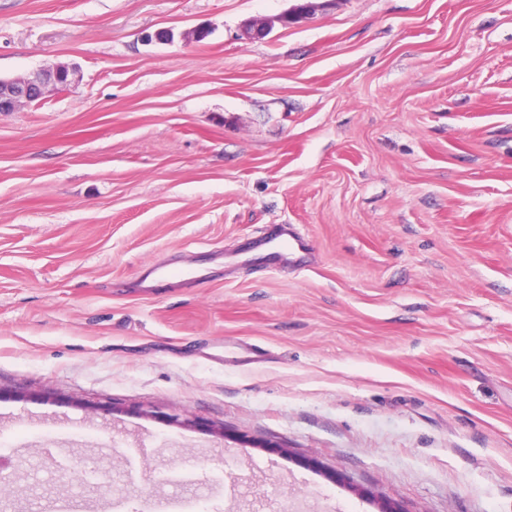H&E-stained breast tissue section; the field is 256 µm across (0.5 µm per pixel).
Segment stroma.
Listing matches in <instances>:
<instances>
[{"label":"stroma","instance_id":"35a3bbf8","mask_svg":"<svg viewBox=\"0 0 512 512\" xmlns=\"http://www.w3.org/2000/svg\"><path fill=\"white\" fill-rule=\"evenodd\" d=\"M293 4L0 0V512H512V0ZM70 69L65 65L0 80V112H17L44 101L52 86L63 91L70 86Z\"/></svg>","mask_w":512,"mask_h":512}]
</instances>
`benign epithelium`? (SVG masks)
<instances>
[{"mask_svg":"<svg viewBox=\"0 0 512 512\" xmlns=\"http://www.w3.org/2000/svg\"><path fill=\"white\" fill-rule=\"evenodd\" d=\"M335 0H303L288 10L286 16L307 18L317 9H325ZM70 69L58 65L52 69L39 70L17 76L10 80H0V112H17L24 107L40 103L46 99L48 88L63 91L70 86Z\"/></svg>","mask_w":512,"mask_h":512,"instance_id":"1","label":"benign epithelium"}]
</instances>
